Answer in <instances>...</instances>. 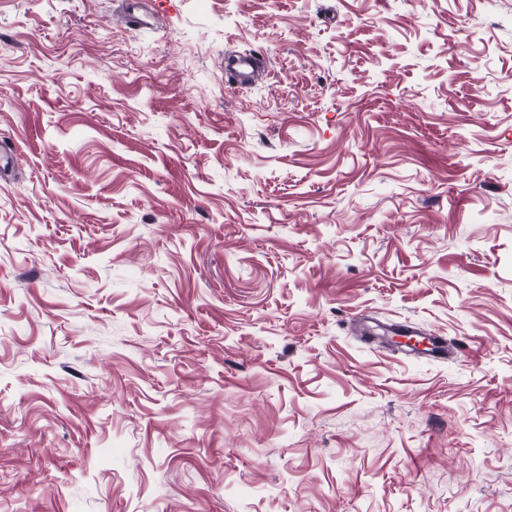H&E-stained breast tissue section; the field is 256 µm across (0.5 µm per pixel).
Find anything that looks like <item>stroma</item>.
<instances>
[{"instance_id":"1","label":"stroma","mask_w":512,"mask_h":512,"mask_svg":"<svg viewBox=\"0 0 512 512\" xmlns=\"http://www.w3.org/2000/svg\"><path fill=\"white\" fill-rule=\"evenodd\" d=\"M123 5L0 0V512H512V0Z\"/></svg>"}]
</instances>
